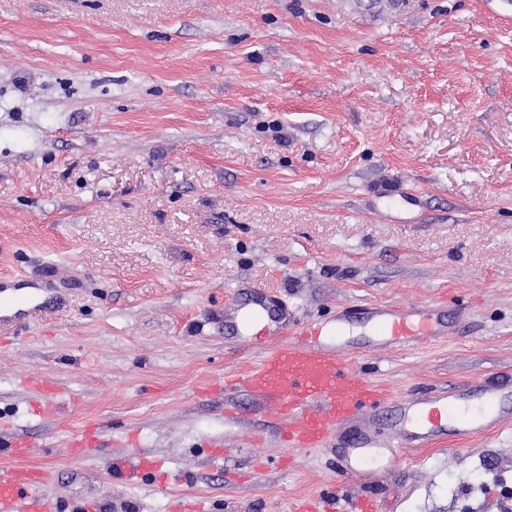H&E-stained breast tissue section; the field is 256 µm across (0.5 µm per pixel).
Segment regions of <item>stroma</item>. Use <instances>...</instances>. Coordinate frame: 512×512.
Returning a JSON list of instances; mask_svg holds the SVG:
<instances>
[{
  "label": "stroma",
  "mask_w": 512,
  "mask_h": 512,
  "mask_svg": "<svg viewBox=\"0 0 512 512\" xmlns=\"http://www.w3.org/2000/svg\"><path fill=\"white\" fill-rule=\"evenodd\" d=\"M49 261L74 284L0 328V436L38 444L0 475L55 471L56 512H512V424L348 482L224 391L274 346L224 324L253 287L294 331L440 305L454 335L355 359L394 399L512 377V0H0V275ZM131 459H137V464L131 466ZM159 466V463L156 464L150 461H143L141 458L137 457L136 454H132V456L128 458H118L112 461V468L114 470H121L123 468L129 467L132 469L133 474H137L140 471H154L156 473L155 479L157 480L158 484L161 486H166L168 477L165 473H161ZM291 512H377L373 498L347 500L331 495L322 501L294 502Z\"/></svg>",
  "instance_id": "obj_1"
}]
</instances>
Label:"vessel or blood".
I'll return each mask as SVG.
<instances>
[{
    "label": "vessel or blood",
    "instance_id": "b4317fda",
    "mask_svg": "<svg viewBox=\"0 0 512 512\" xmlns=\"http://www.w3.org/2000/svg\"><path fill=\"white\" fill-rule=\"evenodd\" d=\"M73 271L45 264L38 278L24 285L0 279V325L23 318L50 289L68 286ZM446 311L428 303L397 306L371 303L340 312L334 324L309 322L288 337V313L271 296L253 292L237 309L235 328L241 335L259 333L276 338L273 352L244 376L225 379V389L244 386L262 398L288 423L286 440L295 448H320L344 427L351 434L339 470L359 479L371 462V451L384 449L396 460L405 448H428L443 437L466 439L489 432L512 417V384H476L435 394L389 401L348 358L372 346L413 347L449 335ZM391 404L392 427L380 436L377 408ZM49 470L21 467L0 477V512H52L39 495L51 483ZM291 512H377L371 498L347 500L329 496L293 503Z\"/></svg>",
    "mask_w": 512,
    "mask_h": 512
}]
</instances>
